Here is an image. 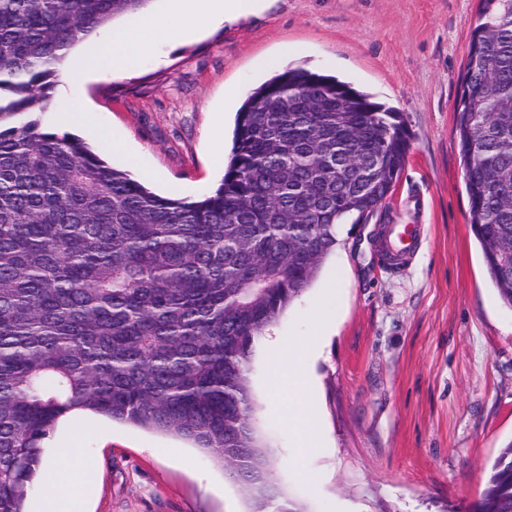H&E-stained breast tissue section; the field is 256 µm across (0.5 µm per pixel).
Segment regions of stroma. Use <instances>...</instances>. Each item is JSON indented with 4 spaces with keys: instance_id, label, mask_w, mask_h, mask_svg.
<instances>
[{
    "instance_id": "35a3bbf8",
    "label": "stroma",
    "mask_w": 512,
    "mask_h": 512,
    "mask_svg": "<svg viewBox=\"0 0 512 512\" xmlns=\"http://www.w3.org/2000/svg\"><path fill=\"white\" fill-rule=\"evenodd\" d=\"M478 0H276L233 25L165 43L133 69L57 83L44 126L82 138L115 168L131 154L152 191L198 200L220 184L236 112L288 66L338 77L399 112L404 169L363 224L339 229L335 253L272 324L296 336L326 292L340 303L315 365L327 446L295 455L302 413L271 411L262 346L249 381L253 423L274 481L302 512H467L512 441V308L488 276L469 224L454 131ZM275 67H268V60ZM389 224L421 227L419 253L390 269ZM81 447L56 481L88 512H246L239 485L187 442L92 412L71 423Z\"/></svg>"
}]
</instances>
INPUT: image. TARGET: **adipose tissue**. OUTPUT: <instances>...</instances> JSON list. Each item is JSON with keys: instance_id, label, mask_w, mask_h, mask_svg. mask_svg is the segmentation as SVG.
Returning a JSON list of instances; mask_svg holds the SVG:
<instances>
[{"instance_id": "1", "label": "adipose tissue", "mask_w": 512, "mask_h": 512, "mask_svg": "<svg viewBox=\"0 0 512 512\" xmlns=\"http://www.w3.org/2000/svg\"><path fill=\"white\" fill-rule=\"evenodd\" d=\"M180 12L201 17L208 24H235L259 14L271 0H175ZM194 26H160L151 15H144L134 26L113 29L99 43L104 58L111 60L113 72L123 71L135 58L151 53L158 43L176 45L193 36ZM331 323L330 318L315 314L304 335L283 341L273 339L269 360L270 397L273 404L316 414L313 398L316 376L311 369L318 349Z\"/></svg>"}]
</instances>
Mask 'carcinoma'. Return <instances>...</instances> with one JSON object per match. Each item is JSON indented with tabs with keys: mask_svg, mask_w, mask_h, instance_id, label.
Returning a JSON list of instances; mask_svg holds the SVG:
<instances>
[{
	"mask_svg": "<svg viewBox=\"0 0 512 512\" xmlns=\"http://www.w3.org/2000/svg\"><path fill=\"white\" fill-rule=\"evenodd\" d=\"M149 0H0V512H25L46 440L89 411L192 442L248 512H301L252 416L256 340L405 165L398 113L289 66L246 98L198 201L150 191L42 127L58 65ZM348 111H336V99ZM472 231L512 307V0H479L454 106ZM470 512H512V441Z\"/></svg>",
	"mask_w": 512,
	"mask_h": 512,
	"instance_id": "obj_1",
	"label": "carcinoma"
}]
</instances>
